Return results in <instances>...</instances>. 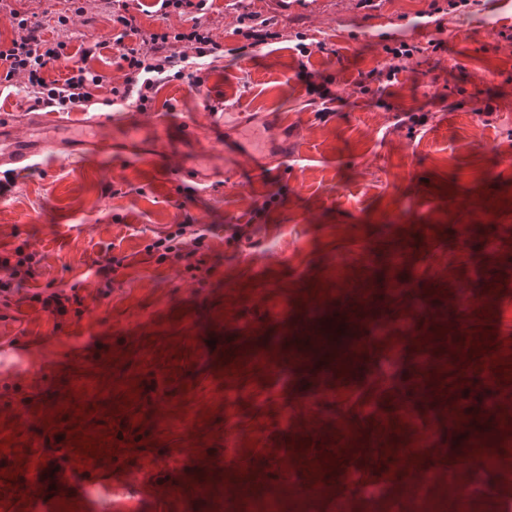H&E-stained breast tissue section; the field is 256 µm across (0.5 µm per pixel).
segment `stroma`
Masks as SVG:
<instances>
[{
  "label": "stroma",
  "mask_w": 512,
  "mask_h": 512,
  "mask_svg": "<svg viewBox=\"0 0 512 512\" xmlns=\"http://www.w3.org/2000/svg\"><path fill=\"white\" fill-rule=\"evenodd\" d=\"M84 8L68 59L44 76L97 70L93 113L118 127L162 112L200 124L213 110L284 113L293 158L266 180L206 191L159 163L109 157L58 158L14 180L0 197V257L33 255L35 275L0 297V512H27L30 495L51 512H224L225 484L258 498L284 474L317 488L311 512L341 494L375 512L344 471L393 494L408 467L453 482L457 456L480 443L512 459V433L486 419L512 402V4L208 0L201 21L224 57L202 87L161 83L141 113L106 106L123 81L109 5ZM248 12L277 37L238 58ZM301 35L327 52L301 58ZM398 35L417 53L360 92V73L383 67ZM93 42L99 55L82 59ZM303 68L333 80L326 119L308 105ZM488 196L504 210L485 214ZM186 222L207 229L192 269L151 249ZM113 255L122 267L100 275ZM353 288L367 301L345 344L366 348L339 373L330 355H300L295 329L346 322ZM58 290L70 298L61 316L40 302ZM407 319L415 335L386 374V344L368 335ZM479 329L493 340L482 358L466 341ZM229 432L247 468L223 464ZM89 458L102 468L79 479Z\"/></svg>",
  "instance_id": "35a3bbf8"
}]
</instances>
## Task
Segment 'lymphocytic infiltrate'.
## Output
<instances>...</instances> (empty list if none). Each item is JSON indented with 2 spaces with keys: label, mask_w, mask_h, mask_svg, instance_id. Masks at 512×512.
Listing matches in <instances>:
<instances>
[{
  "label": "lymphocytic infiltrate",
  "mask_w": 512,
  "mask_h": 512,
  "mask_svg": "<svg viewBox=\"0 0 512 512\" xmlns=\"http://www.w3.org/2000/svg\"><path fill=\"white\" fill-rule=\"evenodd\" d=\"M68 3V11L58 14L55 28L50 31L35 16L13 9L11 0H0V11H9L15 29L10 43L0 42V87H11L15 79H23L29 111L61 112L87 106L104 80L103 75L86 64L71 68L60 80L49 81L44 76L49 64L67 55L63 32L70 14L84 12L79 0ZM109 19L118 47L114 63L124 72L122 84L112 89V99L123 107L146 110L153 92L165 81L185 79L191 85H201L208 58L220 50L197 20L184 31H142L128 0H122L117 9L111 10ZM177 42L187 43V51H174ZM205 238L204 228L182 224L176 232L154 241L153 247L178 263L191 260L192 247L201 246Z\"/></svg>",
  "instance_id": "f902f5d3"
}]
</instances>
